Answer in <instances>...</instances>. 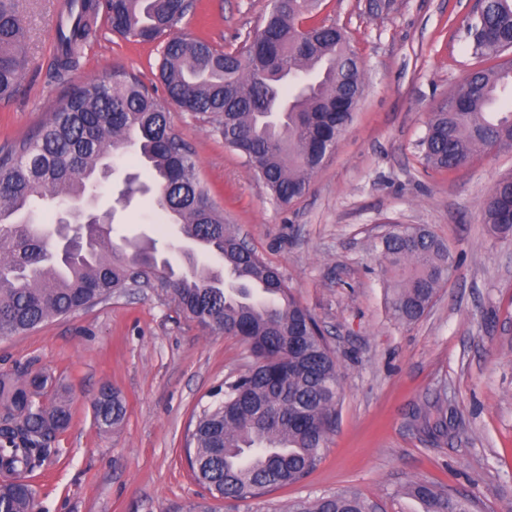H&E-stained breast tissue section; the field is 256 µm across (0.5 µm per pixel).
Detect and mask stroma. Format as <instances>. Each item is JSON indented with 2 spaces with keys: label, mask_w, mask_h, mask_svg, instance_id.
<instances>
[{
  "label": "stroma",
  "mask_w": 512,
  "mask_h": 512,
  "mask_svg": "<svg viewBox=\"0 0 512 512\" xmlns=\"http://www.w3.org/2000/svg\"><path fill=\"white\" fill-rule=\"evenodd\" d=\"M57 0H18L29 68L0 100V151L46 121L71 85L123 70L165 99L160 43L113 33L98 15L96 38L68 81L52 68ZM322 0L318 17L343 28L364 65V91L335 151L308 192L272 199L211 123L168 105L199 175L226 223L318 321L341 375L343 400L318 467L299 483L246 500L213 501L215 512H287L297 500L352 490L381 512H414L401 491L425 481L475 502V512H512V242L480 222L481 204L512 150L475 156L452 172L426 169L420 141L430 112L477 65L466 34L470 0ZM270 0H195L179 33L238 49ZM115 235L173 239L147 198L116 215ZM421 225L447 241L452 279L423 317L405 325L385 309L376 248L387 226ZM255 364L238 337L212 334L177 315L153 291L121 294L27 333L0 336V375L54 372L72 419L56 453L31 477L39 512H188L210 500L185 459L186 436L224 382ZM127 403L117 432L93 418L102 386ZM454 414L434 442L420 413Z\"/></svg>",
  "instance_id": "1"
}]
</instances>
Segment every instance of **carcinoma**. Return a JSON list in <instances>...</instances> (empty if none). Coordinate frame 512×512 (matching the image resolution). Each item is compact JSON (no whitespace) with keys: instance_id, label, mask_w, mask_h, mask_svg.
I'll return each mask as SVG.
<instances>
[{"instance_id":"obj_1","label":"carcinoma","mask_w":512,"mask_h":512,"mask_svg":"<svg viewBox=\"0 0 512 512\" xmlns=\"http://www.w3.org/2000/svg\"><path fill=\"white\" fill-rule=\"evenodd\" d=\"M70 23L58 30L55 75L78 66V49L105 13L112 31L143 42L164 41L160 77L167 97L209 119L224 144L242 153L257 181L286 205L309 190L313 176L353 119L363 65L345 34L316 20L319 0H278L241 50L224 52L174 28L192 0H72ZM474 54L488 65L468 73L448 102L430 114L421 140L426 166L453 171L479 153L512 148V0H487L470 31ZM27 33L16 0H0V100L16 91L29 64ZM134 150L149 182L136 173L116 184L118 198L151 195L188 243L182 265L156 242L110 237L112 213L97 224L58 223L57 261L30 220L40 201L57 210L92 199L118 162ZM482 223L512 241V172L500 177ZM384 272L399 276L387 299L391 317L419 320L457 262L428 230L393 224L379 243ZM214 254L213 267L198 252ZM176 310L214 334L239 336L256 365L217 389L196 418L186 457L194 479L214 499H247L295 484L316 469L343 397L325 336L307 308L224 222L200 180L194 155L172 127L153 90L117 71L72 87L51 117L0 159V335L23 334L53 318L91 308L130 290L137 274ZM126 403L108 386L94 405L104 432L119 429ZM66 397L49 373L0 378V512H37L27 475L41 469L56 435L68 428ZM428 436L448 438V417L425 422ZM405 495L422 512H473L472 499L427 482ZM288 512H379L354 491L296 501Z\"/></svg>"}]
</instances>
